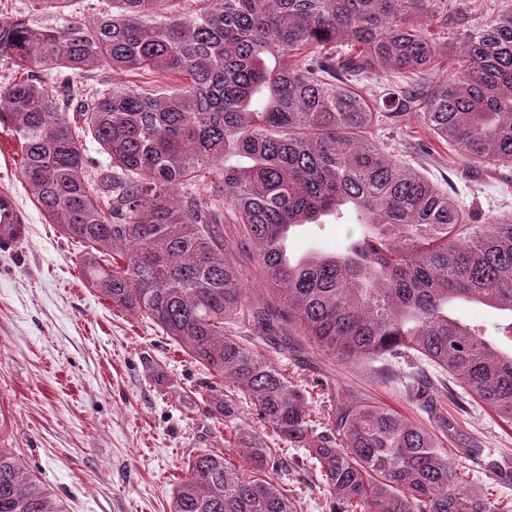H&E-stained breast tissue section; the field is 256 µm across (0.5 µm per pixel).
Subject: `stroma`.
<instances>
[{"mask_svg": "<svg viewBox=\"0 0 512 512\" xmlns=\"http://www.w3.org/2000/svg\"><path fill=\"white\" fill-rule=\"evenodd\" d=\"M392 137L396 156L454 197L481 220L512 212V165L489 168L459 156L419 119ZM21 145L0 125V184L11 186L28 212L31 238L22 251L0 253V448L23 458L66 512H169L189 457L223 452L240 470L241 438L261 434L268 446L283 442L265 430L255 411L238 400L232 419L212 408L207 370L151 322L127 315L88 288L79 271L81 248L66 238L27 194ZM358 230L354 224L311 226L290 241L293 252L336 250ZM234 242L226 259L242 273L250 302L271 301L261 261L239 227H224ZM288 377L316 390L322 417H335L364 399L399 412L430 430L447 448L465 488L512 501L480 461L512 458V428L456 384L442 394L418 393L415 379L437 369L415 357L338 359L294 334ZM288 487L298 512H327L326 494L301 451L288 452Z\"/></svg>", "mask_w": 512, "mask_h": 512, "instance_id": "stroma-1", "label": "stroma"}]
</instances>
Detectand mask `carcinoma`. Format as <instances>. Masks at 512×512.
<instances>
[{"instance_id": "1", "label": "carcinoma", "mask_w": 512, "mask_h": 512, "mask_svg": "<svg viewBox=\"0 0 512 512\" xmlns=\"http://www.w3.org/2000/svg\"><path fill=\"white\" fill-rule=\"evenodd\" d=\"M30 2L62 23L0 17V60L22 72L0 90V124L47 223L83 247L88 287L158 326L302 449L328 512H505L461 488L447 449L392 409L355 401L329 427L316 420L309 391L251 338L278 336L286 353L298 327L342 359L423 358L512 427V352L450 313L456 301L507 311L498 333L512 341V213L463 223L453 197L369 138L416 114L463 157L512 164V7L479 21L474 0H197L188 15L166 14L170 0H112L87 25L65 13L71 0ZM434 26L461 42L447 77ZM100 68L178 84L70 82ZM377 70L379 86L358 91ZM78 98L83 110L67 112ZM89 139L107 156L92 170ZM347 214L358 234L290 261L291 229ZM226 215L283 311L249 303L224 259ZM239 454L248 476L214 451L193 455L169 512H297L286 478L270 476L286 449L251 436ZM0 512L64 509L0 450Z\"/></svg>"}]
</instances>
